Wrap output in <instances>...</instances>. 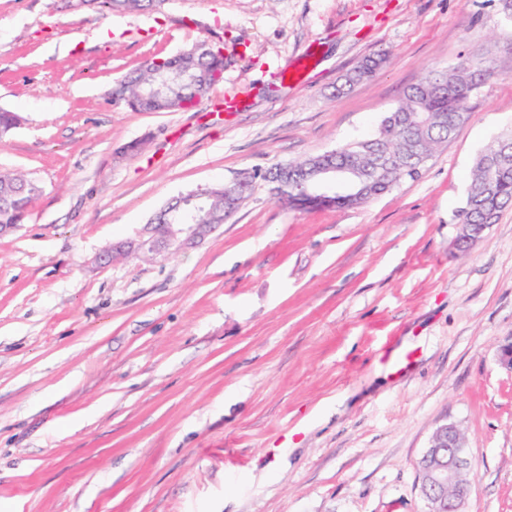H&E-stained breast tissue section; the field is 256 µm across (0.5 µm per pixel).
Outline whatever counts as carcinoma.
Wrapping results in <instances>:
<instances>
[{
	"mask_svg": "<svg viewBox=\"0 0 512 512\" xmlns=\"http://www.w3.org/2000/svg\"><path fill=\"white\" fill-rule=\"evenodd\" d=\"M92 10L101 13L157 10L166 0H91ZM199 72H224V55L211 52L195 57ZM492 76V72L466 57L445 71H430L410 86L398 105L380 121L376 135L341 149L308 157L307 167L348 166L367 185L364 204L388 191L401 180L419 176L424 164L440 145L472 118L470 100ZM160 83L152 61L122 76L112 88V100L129 104ZM277 165L263 173L243 174L228 183L207 187L203 206L218 217L224 215V196L243 202L253 190V179L267 181L279 176ZM42 193L40 184L0 172V225L23 222L29 205ZM512 206V133L501 136L482 153L463 206L457 211L460 224L470 225L465 240L456 242L464 251L483 233V225L496 223L502 210Z\"/></svg>",
	"mask_w": 512,
	"mask_h": 512,
	"instance_id": "cac0c4a2",
	"label": "carcinoma"
}]
</instances>
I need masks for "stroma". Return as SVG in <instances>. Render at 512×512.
Instances as JSON below:
<instances>
[{
	"label": "stroma",
	"mask_w": 512,
	"mask_h": 512,
	"mask_svg": "<svg viewBox=\"0 0 512 512\" xmlns=\"http://www.w3.org/2000/svg\"><path fill=\"white\" fill-rule=\"evenodd\" d=\"M200 40L224 78L194 107L113 102ZM470 55L494 75L418 178L322 208L259 180L197 244L92 264L183 193L372 138ZM0 108L20 118L0 172L42 187L0 235V512H424L446 423L473 460L464 512H512V207L455 249L476 160L512 131L498 0H0ZM93 3L91 10L101 13H112L122 11H143L157 10L166 2V0H91ZM89 1L69 0L68 7L71 10L89 9ZM152 66V60H147L141 68L127 73L116 81L112 88V100L122 102L133 110L140 112L129 102L159 85L160 78L154 73Z\"/></svg>",
	"instance_id": "35a3bbf8"
}]
</instances>
